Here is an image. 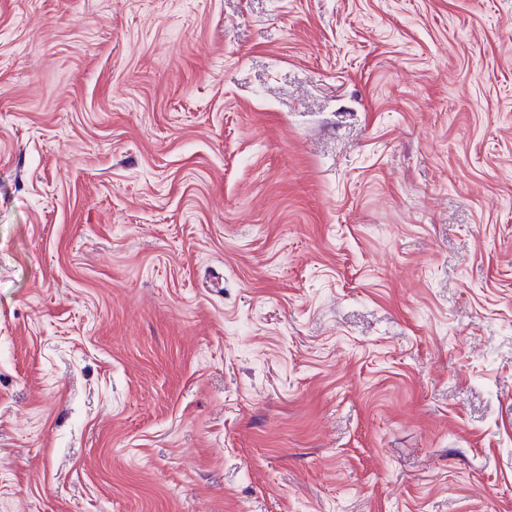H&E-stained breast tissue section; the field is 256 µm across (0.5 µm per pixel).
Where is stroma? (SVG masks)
<instances>
[{
  "mask_svg": "<svg viewBox=\"0 0 512 512\" xmlns=\"http://www.w3.org/2000/svg\"><path fill=\"white\" fill-rule=\"evenodd\" d=\"M0 512H512V0H0Z\"/></svg>",
  "mask_w": 512,
  "mask_h": 512,
  "instance_id": "stroma-1",
  "label": "stroma"
}]
</instances>
